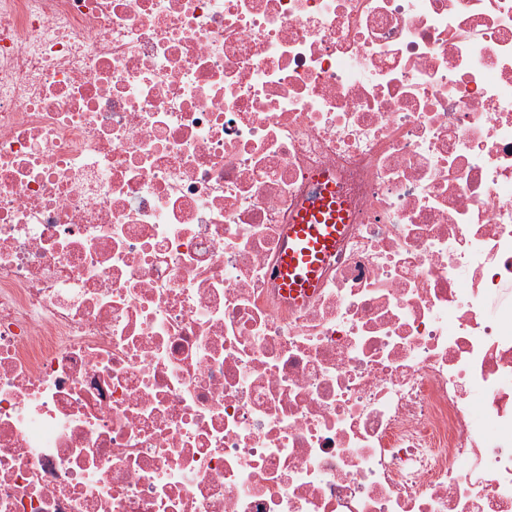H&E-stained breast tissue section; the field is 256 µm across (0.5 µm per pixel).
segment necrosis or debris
Instances as JSON below:
<instances>
[{
	"instance_id": "1",
	"label": "necrosis or debris",
	"mask_w": 512,
	"mask_h": 512,
	"mask_svg": "<svg viewBox=\"0 0 512 512\" xmlns=\"http://www.w3.org/2000/svg\"><path fill=\"white\" fill-rule=\"evenodd\" d=\"M0 512H512V0H0ZM319 190L296 212L288 225L276 281L288 295L306 294L318 288L326 260L336 251L346 216L336 188L318 177Z\"/></svg>"
}]
</instances>
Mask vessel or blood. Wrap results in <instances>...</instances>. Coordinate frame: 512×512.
Segmentation results:
<instances>
[{
	"mask_svg": "<svg viewBox=\"0 0 512 512\" xmlns=\"http://www.w3.org/2000/svg\"><path fill=\"white\" fill-rule=\"evenodd\" d=\"M319 189L296 212L288 226L276 268V281L288 295L317 288L326 260L335 252L346 219L336 188L319 178Z\"/></svg>",
	"mask_w": 512,
	"mask_h": 512,
	"instance_id": "vessel-or-blood-1",
	"label": "vessel or blood"
}]
</instances>
